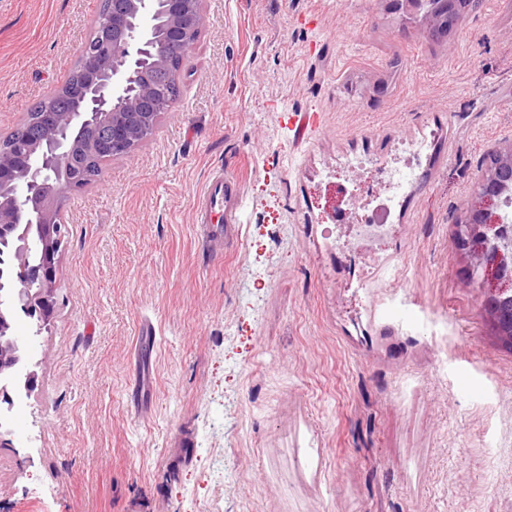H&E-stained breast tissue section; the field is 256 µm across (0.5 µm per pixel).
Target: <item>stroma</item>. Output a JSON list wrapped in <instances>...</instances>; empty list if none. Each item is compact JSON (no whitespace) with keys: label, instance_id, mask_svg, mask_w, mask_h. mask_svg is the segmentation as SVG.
Returning <instances> with one entry per match:
<instances>
[{"label":"stroma","instance_id":"1","mask_svg":"<svg viewBox=\"0 0 512 512\" xmlns=\"http://www.w3.org/2000/svg\"><path fill=\"white\" fill-rule=\"evenodd\" d=\"M99 7L0 0V136L68 78ZM201 7L172 111L62 203L0 512H512V352L455 240L489 148L512 140V0L439 42L389 0ZM420 136L383 239L326 216L331 185L366 214ZM219 169L240 234L217 258L195 216Z\"/></svg>","mask_w":512,"mask_h":512}]
</instances>
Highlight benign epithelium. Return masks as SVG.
<instances>
[{
	"mask_svg": "<svg viewBox=\"0 0 512 512\" xmlns=\"http://www.w3.org/2000/svg\"><path fill=\"white\" fill-rule=\"evenodd\" d=\"M202 0H112L96 39L80 51L79 67L86 82L78 93L80 106L46 114L36 145H0V373L25 375L21 364L28 337L18 334L14 314L25 317L40 333L56 310L54 273L63 243L61 202L85 185L78 153L89 159L128 156L154 131L173 105L162 92L167 60L152 56L157 31L188 49L204 24ZM479 0H441L426 15L429 35L449 28L462 10ZM102 124V140L73 136L77 128ZM475 199L460 224L458 238L481 288L490 334L512 337V313L503 316L501 297L512 291V222L503 211L504 185L512 180V143L495 145ZM55 172L54 178L45 175Z\"/></svg>",
	"mask_w": 512,
	"mask_h": 512,
	"instance_id": "obj_1",
	"label": "benign epithelium"
}]
</instances>
